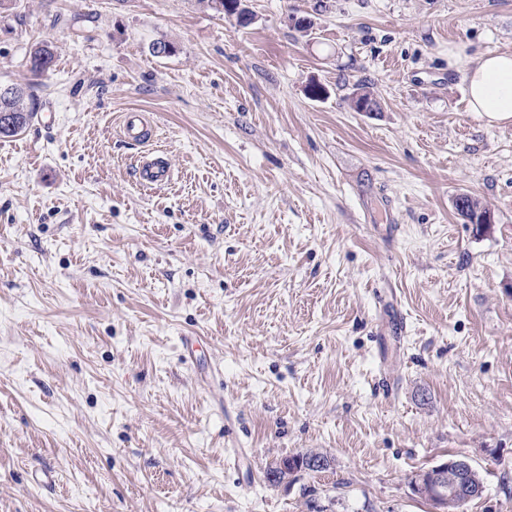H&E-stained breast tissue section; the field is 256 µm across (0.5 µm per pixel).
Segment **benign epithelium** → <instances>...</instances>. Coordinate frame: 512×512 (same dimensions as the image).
<instances>
[{"instance_id":"obj_1","label":"benign epithelium","mask_w":512,"mask_h":512,"mask_svg":"<svg viewBox=\"0 0 512 512\" xmlns=\"http://www.w3.org/2000/svg\"><path fill=\"white\" fill-rule=\"evenodd\" d=\"M306 465L301 457L284 458L277 465V479L283 482ZM473 472L474 468L468 461L452 459L416 472L409 487L414 496L428 501L438 512H445L450 495L458 497L459 504L482 495L484 484L476 479Z\"/></svg>"}]
</instances>
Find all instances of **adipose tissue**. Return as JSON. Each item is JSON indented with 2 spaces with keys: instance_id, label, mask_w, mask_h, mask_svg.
<instances>
[{
  "instance_id": "adipose-tissue-1",
  "label": "adipose tissue",
  "mask_w": 512,
  "mask_h": 512,
  "mask_svg": "<svg viewBox=\"0 0 512 512\" xmlns=\"http://www.w3.org/2000/svg\"><path fill=\"white\" fill-rule=\"evenodd\" d=\"M464 81L470 111L496 121L512 120V52L473 57Z\"/></svg>"
}]
</instances>
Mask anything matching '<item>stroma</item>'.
<instances>
[{
	"label": "stroma",
	"instance_id": "1",
	"mask_svg": "<svg viewBox=\"0 0 512 512\" xmlns=\"http://www.w3.org/2000/svg\"><path fill=\"white\" fill-rule=\"evenodd\" d=\"M243 3L246 27L204 0L0 8V86L56 115L0 137V512H434L409 480L452 458L484 480L463 512H512V121L463 81L512 52V0ZM306 450L328 469L265 481ZM120 133L125 140L136 144H147L152 139L147 120L141 112L137 111L124 114ZM147 155L143 156L138 168L137 174L141 184L162 185L168 182L172 177L171 167L162 161L152 159Z\"/></svg>",
	"mask_w": 512,
	"mask_h": 512
}]
</instances>
